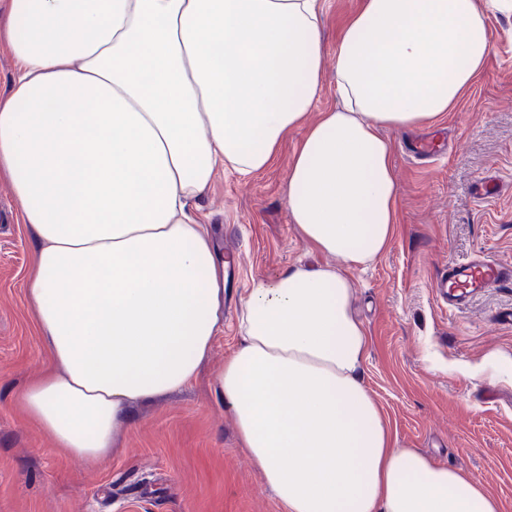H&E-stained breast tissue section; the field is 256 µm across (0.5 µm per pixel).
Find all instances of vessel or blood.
Segmentation results:
<instances>
[{"instance_id": "obj_1", "label": "vessel or blood", "mask_w": 512, "mask_h": 512, "mask_svg": "<svg viewBox=\"0 0 512 512\" xmlns=\"http://www.w3.org/2000/svg\"><path fill=\"white\" fill-rule=\"evenodd\" d=\"M504 282L512 283V266L477 257L450 264L436 283V294L444 303L463 309L483 289Z\"/></svg>"}]
</instances>
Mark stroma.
Masks as SVG:
<instances>
[{
	"mask_svg": "<svg viewBox=\"0 0 512 512\" xmlns=\"http://www.w3.org/2000/svg\"><path fill=\"white\" fill-rule=\"evenodd\" d=\"M317 110L336 107L333 55L359 0H329ZM493 49L452 111L421 127L387 131L398 184V224L387 251L353 273L354 309L368 331L363 381L400 445L462 470L512 512V286L488 288L465 310L441 305L434 281L475 256L512 265V12L489 11ZM289 131L272 164L242 175L218 169L195 215L223 251L231 227L239 257L224 290V326L196 378L130 406L112 457L88 467L56 448L14 396L49 357L26 294L34 233L0 179V512H284L241 448L215 375L243 341L240 319L252 279L328 264L293 224L286 203ZM433 141L430 160L405 148ZM495 176L497 194L476 195ZM148 474L149 485L138 478Z\"/></svg>",
	"mask_w": 512,
	"mask_h": 512,
	"instance_id": "35a3bbf8",
	"label": "stroma"
}]
</instances>
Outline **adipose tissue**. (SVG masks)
<instances>
[{"mask_svg": "<svg viewBox=\"0 0 512 512\" xmlns=\"http://www.w3.org/2000/svg\"><path fill=\"white\" fill-rule=\"evenodd\" d=\"M327 0H0V178L32 225L26 291L52 358L18 395L72 459H109L131 403L196 376L224 321V267L191 223L217 165L266 169L307 130L287 206L338 265L253 279L216 374L240 444L285 512H502L462 471L399 446L362 378L351 273L391 244L388 129L451 111L512 0H361L322 91Z\"/></svg>", "mask_w": 512, "mask_h": 512, "instance_id": "ef3b65f1", "label": "adipose tissue"}]
</instances>
